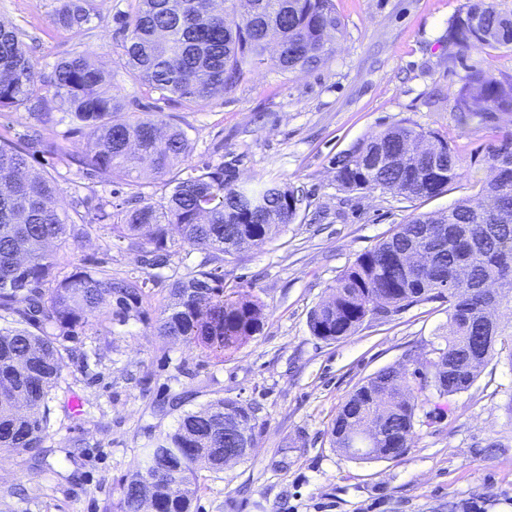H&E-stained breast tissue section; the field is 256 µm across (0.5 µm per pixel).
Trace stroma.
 <instances>
[{"label": "stroma", "instance_id": "35a3bbf8", "mask_svg": "<svg viewBox=\"0 0 512 512\" xmlns=\"http://www.w3.org/2000/svg\"><path fill=\"white\" fill-rule=\"evenodd\" d=\"M333 2L345 32L327 64L285 74L263 66L190 109L147 92L125 68L116 19L134 0H94L78 34L52 26L59 0H0V22L26 31L41 76L57 59L94 48L126 103L115 120L161 113L186 131L190 163L233 158L243 182L286 181L303 198L295 223L274 241L231 256L178 244L167 268L145 269L129 240L97 226L60 250L59 275L104 260L113 276L133 274L148 286L127 321L114 318L109 298L85 334L60 337L64 362L47 435L41 447L0 459V512H121V486L145 450L184 412L220 398L257 405V443L222 473L199 470L191 512H512V336H502L469 390L450 397L442 423L417 427L405 455L359 460L331 442L341 404L383 368L413 370L447 335L448 303L422 301L366 320L336 342L308 326L359 255L485 180L488 152L512 118L494 128L463 121L455 95L468 72L512 75V48L449 53L448 23L467 0ZM397 124L447 136L462 178L430 200L339 190L332 157ZM32 164L56 178L66 212L80 200L123 205L164 191L149 174L138 187L119 173L102 183L49 153ZM203 265L223 271L225 293L251 295L266 313L259 333L218 357L156 331L172 283Z\"/></svg>", "mask_w": 512, "mask_h": 512}]
</instances>
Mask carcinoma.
<instances>
[{
  "label": "carcinoma",
  "instance_id": "obj_1",
  "mask_svg": "<svg viewBox=\"0 0 512 512\" xmlns=\"http://www.w3.org/2000/svg\"><path fill=\"white\" fill-rule=\"evenodd\" d=\"M93 0H60L53 27L77 33L91 18ZM244 10H239V7ZM481 17L484 34L473 26ZM122 59L151 92L188 107L231 90L262 65L282 73L314 69L334 54L330 39L343 35L333 0H135L121 26ZM26 31L0 22V112L24 108L38 123L64 112L81 138L76 162L102 181L116 172L140 183L149 173L169 191L141 195L130 207L110 202L73 219L58 207L56 179L30 159L51 153L66 162L68 147L34 135L0 139V452L41 447L48 402L61 373L57 336H73L92 323L107 296L137 301L147 281L116 278L105 263L77 267L58 278L56 249L103 224L140 247L141 264L167 266L181 243L233 255L273 241L299 215L297 189L288 182L247 186L236 161L188 163L190 142L178 125L149 115L114 122L125 104L111 73L84 50L59 58L48 82L37 86L36 62ZM448 45L512 47V14L494 0H469L448 23ZM465 119L495 125L512 112V77L472 72L456 96ZM487 163L494 176L447 210L421 213L359 255L310 313L313 336L337 341L366 319H380L421 301L448 299V335L411 372L384 368L345 400L330 429L333 446L362 460L397 459L410 447L419 411L430 426L445 418L448 398L468 390L495 354L494 337L512 315V130L498 136ZM337 186L346 192L380 190L408 200L442 195L460 178L448 138L395 125L357 143L336 160ZM149 229L144 249L138 232ZM158 335L221 354L260 332L264 305L224 294V272L198 269L172 284ZM241 430V456L255 445L257 408L217 399L184 413L174 431L149 450L122 486V512H190L203 466L224 471L218 449L224 426Z\"/></svg>",
  "mask_w": 512,
  "mask_h": 512
}]
</instances>
